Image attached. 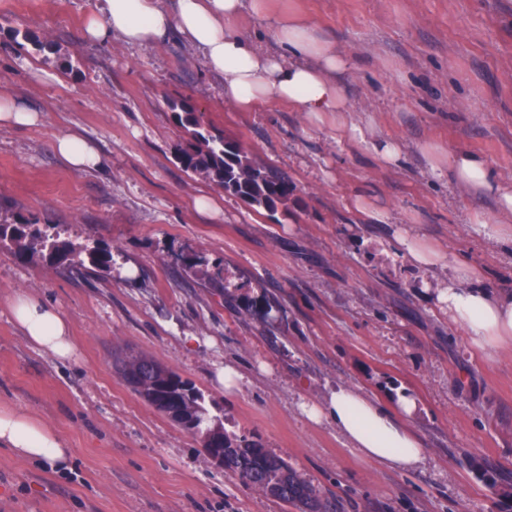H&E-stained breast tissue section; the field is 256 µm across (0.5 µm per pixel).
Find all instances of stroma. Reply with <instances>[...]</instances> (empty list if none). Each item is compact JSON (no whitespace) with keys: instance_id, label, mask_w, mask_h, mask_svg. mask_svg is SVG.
I'll return each instance as SVG.
<instances>
[{"instance_id":"35a3bbf8","label":"stroma","mask_w":512,"mask_h":512,"mask_svg":"<svg viewBox=\"0 0 512 512\" xmlns=\"http://www.w3.org/2000/svg\"><path fill=\"white\" fill-rule=\"evenodd\" d=\"M307 15L353 57L354 106L405 147L379 165L367 145L338 142L334 120L269 101L240 112L223 76L180 36L160 45L87 40L98 0H0V93L42 121L0 126V224L58 225L75 245L112 248L111 272L83 277L0 246V407L27 411L65 441L69 465L0 447V512H285L204 455L198 436L137 395L115 368L146 353L193 383L227 431L261 443L337 512H512V345L474 347L436 304L464 261L482 286L512 293V245L479 233L490 199L435 177L422 152L483 155L512 178V9L505 0H274ZM54 74L49 83L34 70ZM195 105L213 133L239 141L294 188L268 212L176 159L187 141L169 104ZM73 132L102 154L78 172L55 151ZM365 210H357L356 200ZM387 212L379 224L371 211ZM446 256L413 266L397 228ZM206 265L187 270L189 257ZM56 307L75 354L35 350L10 313L15 294ZM231 365L239 386L220 385ZM339 385L409 424L426 460L397 471L366 459L302 403Z\"/></svg>"}]
</instances>
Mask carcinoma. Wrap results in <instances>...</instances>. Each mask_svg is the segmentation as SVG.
<instances>
[{
    "instance_id": "cac0c4a2",
    "label": "carcinoma",
    "mask_w": 512,
    "mask_h": 512,
    "mask_svg": "<svg viewBox=\"0 0 512 512\" xmlns=\"http://www.w3.org/2000/svg\"><path fill=\"white\" fill-rule=\"evenodd\" d=\"M172 110L177 112L179 124L190 134L186 146L177 154L185 170L203 174L224 191L269 212L288 202L293 186L287 180L253 161L237 142L212 133L200 113L186 102L173 104ZM40 238V231L30 222L0 224V241H10L19 259L32 257L34 244ZM48 258L66 270L87 275L110 270L113 261L112 249L106 244L98 243L78 251L70 242L57 238L49 244ZM130 371L138 373L140 387L134 391L149 406L164 415L172 405L183 407L194 419L187 431L202 441L223 430L219 418L210 414L200 390L171 369L139 354L124 361L123 374ZM215 447L224 449V470L266 496L285 505H295L300 512H336V504L331 499L262 444L244 436L226 434L224 441Z\"/></svg>"
}]
</instances>
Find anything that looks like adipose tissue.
Here are the masks:
<instances>
[{
    "instance_id": "ef3b65f1",
    "label": "adipose tissue",
    "mask_w": 512,
    "mask_h": 512,
    "mask_svg": "<svg viewBox=\"0 0 512 512\" xmlns=\"http://www.w3.org/2000/svg\"><path fill=\"white\" fill-rule=\"evenodd\" d=\"M268 12V0H103L87 19L84 35L103 41L118 36L131 46L160 43L172 35L198 49L207 68L224 77V99L250 112L277 100L304 113L310 124L336 118L337 140L372 142L379 163L396 166L405 149L395 140H374L371 122L352 119L354 106L340 76L350 69L351 56L335 42L316 35L308 20L290 15L276 19L270 34L274 49L263 50L235 27L241 16ZM56 152L77 171L99 167L98 148L86 139L63 134ZM432 173L450 172L456 185L494 199L497 217L481 221L491 239L512 243V181L495 173L481 156L451 152L442 145L426 146ZM452 323L461 325L472 345L489 350L512 343V294L492 292L479 283L471 265L456 262L454 274L436 295ZM15 321L35 347L57 359L72 358L75 346L65 317L54 307L26 294L12 304ZM414 405L401 399L398 412L386 410L357 388L341 386L325 401L306 403L303 414L326 421L367 459L394 469L419 465L425 458L421 440L409 429ZM0 446L34 463L64 466L70 450L51 427L33 416L0 408Z\"/></svg>"
}]
</instances>
